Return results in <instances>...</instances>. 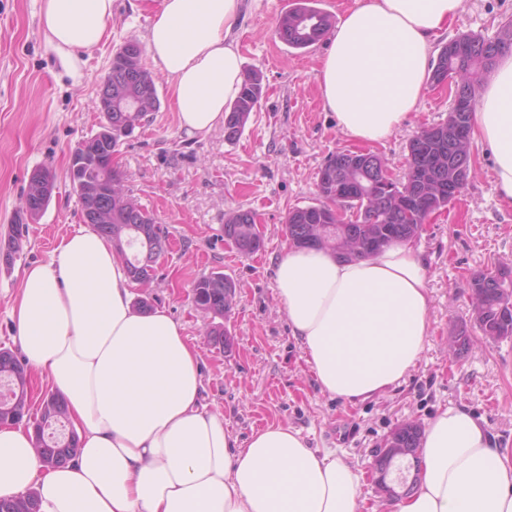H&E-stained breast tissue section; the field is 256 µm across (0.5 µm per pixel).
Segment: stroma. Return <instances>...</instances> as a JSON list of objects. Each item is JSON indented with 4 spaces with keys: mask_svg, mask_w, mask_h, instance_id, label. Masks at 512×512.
Returning a JSON list of instances; mask_svg holds the SVG:
<instances>
[{
    "mask_svg": "<svg viewBox=\"0 0 512 512\" xmlns=\"http://www.w3.org/2000/svg\"><path fill=\"white\" fill-rule=\"evenodd\" d=\"M294 4L243 0L234 36L244 71L260 74L264 93L236 141H227L220 127L203 138L179 132L170 86L154 73L160 108L124 139L119 169L124 184L167 227L171 248L155 280L134 288L133 296L183 326L199 353L202 398L238 442L269 423L291 425L310 447L336 449L361 474L365 512H390L367 472L396 425L423 424L444 408L465 406L501 447L512 449V342L495 346L477 336L460 357L448 354L452 331L470 316V278L512 263V206L493 190L488 147L473 142L466 188L453 207L430 216L417 241L430 288V335L420 360L379 398L350 404L323 393L291 334L274 267L289 247V210L316 203L321 167L336 152L360 145L337 128L319 98L316 68L327 40L295 50L275 35ZM161 10L162 0H116L106 39L81 54L72 74L45 40L39 0H0V236L14 229L35 167L51 166L59 186L42 216L24 225L13 267L0 268V347L13 345L10 310L25 270L50 262L59 239L82 224L69 184L70 155L99 129L97 91L112 57L127 41H143ZM511 20L512 0H464L432 47L464 34L495 38ZM454 92L451 83L428 86L406 123L374 145L392 179L405 175L415 132L447 119ZM238 209L256 211L263 227L264 245L250 256L224 238L225 215ZM216 271L237 286L236 303L220 321L231 338L224 349L208 336L218 321L191 295L195 280Z\"/></svg>",
    "mask_w": 512,
    "mask_h": 512,
    "instance_id": "1",
    "label": "stroma"
}]
</instances>
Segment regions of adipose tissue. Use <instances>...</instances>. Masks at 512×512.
Returning <instances> with one entry per match:
<instances>
[{"mask_svg":"<svg viewBox=\"0 0 512 512\" xmlns=\"http://www.w3.org/2000/svg\"><path fill=\"white\" fill-rule=\"evenodd\" d=\"M115 0H41L45 40L78 71ZM462 0H364L340 16L319 61L325 111L348 137L381 143L406 121L431 71V41ZM240 0H163L145 36L171 86L181 131L207 136L244 79L232 37ZM490 149L493 188L512 205V52L499 54L471 116ZM278 297L322 392L374 399L416 366L429 334L427 263L412 241L366 259L320 247L277 259ZM123 259L93 228L63 237L26 270L11 308L28 364L63 399L78 438L47 467L30 427H0V498L35 490L39 512H361L360 474L332 448L271 423L239 448L201 401V367L183 327L133 304ZM415 491L391 512H512V452L475 414L450 407L426 423Z\"/></svg>","mask_w":512,"mask_h":512,"instance_id":"adipose-tissue-1","label":"adipose tissue"}]
</instances>
